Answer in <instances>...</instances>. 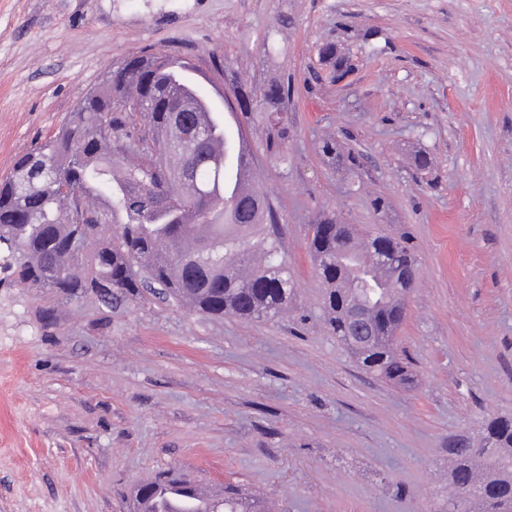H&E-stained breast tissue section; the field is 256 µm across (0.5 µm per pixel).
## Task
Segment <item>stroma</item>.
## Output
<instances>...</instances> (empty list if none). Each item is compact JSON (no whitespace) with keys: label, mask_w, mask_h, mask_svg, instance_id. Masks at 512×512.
<instances>
[{"label":"stroma","mask_w":512,"mask_h":512,"mask_svg":"<svg viewBox=\"0 0 512 512\" xmlns=\"http://www.w3.org/2000/svg\"><path fill=\"white\" fill-rule=\"evenodd\" d=\"M144 46L204 71L224 56L229 94L289 83L287 164L265 113L243 128L297 298L259 322L161 294L52 302L1 249L0 512H132L133 487L172 468L276 512H436L448 444L512 416V0H0V178ZM325 138L357 174L325 162ZM328 210L416 257L411 387L325 327L306 231Z\"/></svg>","instance_id":"obj_1"}]
</instances>
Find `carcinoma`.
Listing matches in <instances>:
<instances>
[{"label":"carcinoma","mask_w":512,"mask_h":512,"mask_svg":"<svg viewBox=\"0 0 512 512\" xmlns=\"http://www.w3.org/2000/svg\"><path fill=\"white\" fill-rule=\"evenodd\" d=\"M191 61L143 47L105 70L45 141L20 156L0 180V248L15 258L18 282L66 299L107 303L163 289L209 318L274 319L296 286L270 194L234 196L223 118L195 97ZM290 87L274 81L255 98L242 92L243 112L268 113L267 150L280 160L286 139L282 105ZM192 109L191 125H175L171 109ZM112 107L108 126L99 109ZM333 167L355 158L333 140L321 145ZM309 249L324 286L331 335L368 373L411 382L394 337L406 316L415 260L405 239L381 232L355 244L358 230L333 212L309 225ZM394 252L388 267L372 264L376 247ZM451 493L438 512H512V417H492L475 442L448 448ZM134 512H269L258 498L226 484L210 495L178 470L133 488Z\"/></svg>","instance_id":"1"}]
</instances>
